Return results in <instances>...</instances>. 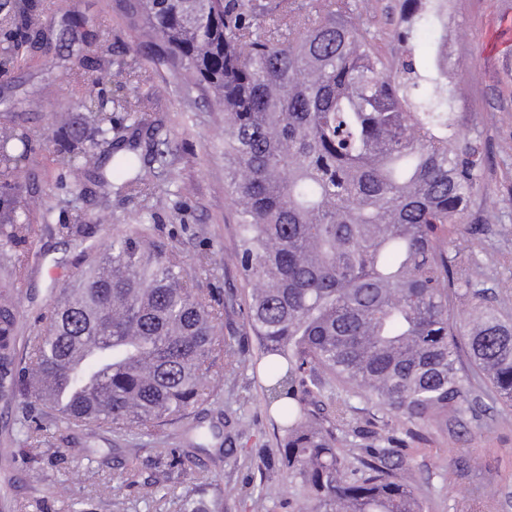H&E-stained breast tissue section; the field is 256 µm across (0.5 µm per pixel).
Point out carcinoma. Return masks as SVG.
I'll list each match as a JSON object with an SVG mask.
<instances>
[{
  "label": "carcinoma",
  "mask_w": 512,
  "mask_h": 512,
  "mask_svg": "<svg viewBox=\"0 0 512 512\" xmlns=\"http://www.w3.org/2000/svg\"><path fill=\"white\" fill-rule=\"evenodd\" d=\"M14 25L12 41L51 50V26L37 0H0ZM127 26L150 44L152 61L177 87H202L224 115V185L237 211L227 261L249 287L244 303L220 308L189 286L173 252L153 244L141 224L112 236L101 254L78 265L76 288L57 293L41 325L19 335V299L28 257L13 255L0 286V401L25 394L41 425L17 419V439L37 448L43 427L101 430L128 443L156 440L195 407L218 403L214 374L238 375L248 354L220 332L224 311L239 308L256 339L275 408L278 456L266 468L288 473L307 494L308 512H423V491L401 467V440L372 432L358 457L350 440L352 400L408 425L437 431L475 413L477 393L512 409V311L486 304L470 263L453 248L484 171L478 135L448 109L447 57L433 67L417 47L434 44L448 15L441 0H400L405 54L382 49L374 24L351 0H327L300 14L294 0H119ZM98 84L131 82L139 50ZM154 93H99L79 103L78 127L62 125L55 163L75 169L112 148L111 168L90 171L102 190L144 193L142 161L166 170L169 133L145 108ZM123 113L126 125L112 122ZM0 127V246L22 241L54 208L34 214L18 193L30 136L15 115ZM133 129L136 138L121 134ZM73 223L86 229L69 191ZM467 301L475 315H454ZM83 339L112 343L72 364ZM159 458L182 471L195 451L166 442ZM137 454L113 480L153 498L159 481L142 482ZM178 512H223L218 485L194 477Z\"/></svg>",
  "instance_id": "1"
}]
</instances>
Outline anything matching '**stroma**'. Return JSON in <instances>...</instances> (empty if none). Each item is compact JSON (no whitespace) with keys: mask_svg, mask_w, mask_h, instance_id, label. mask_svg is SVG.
<instances>
[{"mask_svg":"<svg viewBox=\"0 0 512 512\" xmlns=\"http://www.w3.org/2000/svg\"><path fill=\"white\" fill-rule=\"evenodd\" d=\"M38 2L41 21L87 20L86 31L101 48L89 51L82 42L61 40L60 58L85 57L83 67L72 71L43 66L41 55L27 49L0 76V114L15 100L28 98L18 122L36 133L21 181L22 197L32 211L54 208L53 223L35 225L20 245L32 258L28 292L19 300L21 335H28L45 312L51 289L68 285L84 255L103 252L113 233L136 226L147 206L154 213L152 237L176 251L196 287L219 298L243 296L238 271L224 261L233 246L236 215L224 190V124L206 93L199 88L187 98L175 93L166 70L142 56L137 81L155 90L148 111L170 131L175 157L171 176L166 181L149 177L148 197L102 196L82 171H62L53 164L56 118L72 112L76 99L96 93L87 72L107 66L111 55L136 46L137 40L117 0ZM455 3L448 25V77L457 83L452 110L458 123L478 131L488 157L455 248L474 253L488 297L512 308V0ZM492 37L497 43L486 49ZM76 183L85 192L81 208L88 233L65 238L55 227L72 221L67 189ZM222 389L223 403L192 409L185 420L205 435L209 448L199 455L197 472L217 480L224 512H246L244 498L258 491L268 494L269 512H299L303 500L294 495L286 475L259 470L260 455L276 452L278 433L251 369H241ZM26 403L23 397L0 402V512H16L19 503L31 505L32 512H70L73 502L83 512H113L116 497L124 500L127 512H177V499L191 487L192 476L171 472L167 495L154 502L138 498L135 489L115 487L112 477L126 457V444L108 432L47 430L35 451L36 462L26 463L13 431ZM231 409L237 410L245 434L218 467L212 455L224 445V415ZM401 454L408 471L423 484L424 512H512V412L490 398L481 397L476 416L450 422L445 433L419 428L417 439Z\"/></svg>","mask_w":512,"mask_h":512,"instance_id":"35a3bbf8","label":"stroma"}]
</instances>
